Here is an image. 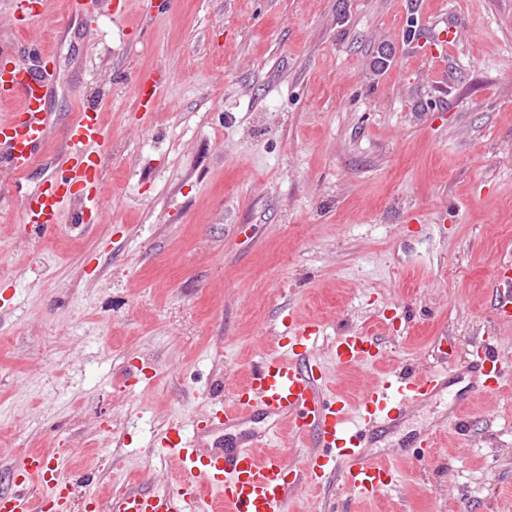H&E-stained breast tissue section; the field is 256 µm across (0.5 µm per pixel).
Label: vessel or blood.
I'll list each match as a JSON object with an SVG mask.
<instances>
[{
	"label": "vessel or blood",
	"instance_id": "1",
	"mask_svg": "<svg viewBox=\"0 0 512 512\" xmlns=\"http://www.w3.org/2000/svg\"><path fill=\"white\" fill-rule=\"evenodd\" d=\"M0 57L13 61L12 70H0V103L14 107L9 119L0 120V163L11 173L0 183V198L17 201L25 224L42 232L55 228L61 205L70 199L78 204L75 223H84L86 213L100 211L103 194L101 165L86 153L88 145L103 143L99 110L73 105L60 177L36 191L24 190L26 172L49 137L44 105L53 93L54 76L45 68L13 59L8 49L0 47ZM76 184L83 185L84 192L75 198L70 190ZM496 284L503 292L494 316L510 323L512 263H501ZM314 341L312 334L290 332L286 355L267 359L232 405L210 403L192 428L176 424L164 430L160 455L178 464V482L163 490L131 491L106 504L89 495L83 501L84 512H215L220 503L227 512H286L294 485L320 486L333 475L370 498L395 479L390 463L371 454L375 442L446 390H453L452 407L457 410L471 393L499 388L498 362L484 344L472 351L462 368L444 352L425 374L387 376L367 389L351 410L344 399L329 395L322 366L309 357ZM333 354L343 366L384 357L377 340L356 334L338 337ZM258 415L287 423L292 435L313 445L302 470L289 473L284 457L261 455L269 434L245 433L225 440L226 430ZM5 482L0 512H72V484L48 455L30 454L20 469L8 472Z\"/></svg>",
	"mask_w": 512,
	"mask_h": 512
}]
</instances>
